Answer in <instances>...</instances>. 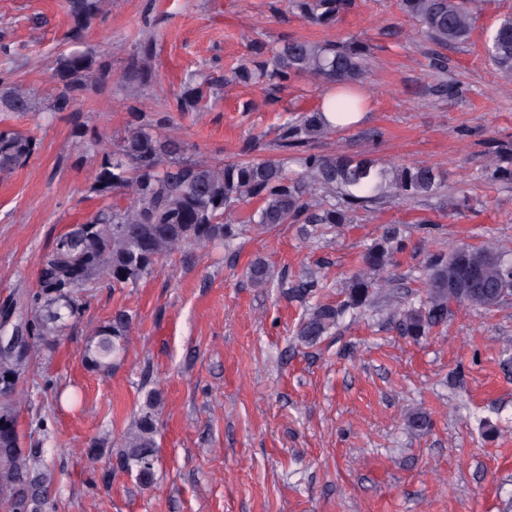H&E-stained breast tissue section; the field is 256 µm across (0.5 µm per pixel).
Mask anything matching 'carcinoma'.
<instances>
[{
  "mask_svg": "<svg viewBox=\"0 0 512 512\" xmlns=\"http://www.w3.org/2000/svg\"><path fill=\"white\" fill-rule=\"evenodd\" d=\"M110 0H66L74 21L71 37L101 14ZM481 0H400L404 14L415 23L412 36H423L441 46L465 41L474 28ZM312 24L328 27L351 6L350 0H286ZM485 53L496 68L512 74V16L502 18L489 35ZM254 57L233 68L229 81L244 84L271 82L278 87L307 78L322 85L356 86L365 73V52L355 42L306 39L286 41L271 57L262 47ZM152 50L148 43L132 54L125 79L141 84L151 77ZM107 63L94 49L62 53L56 59L58 93L43 105L25 85L0 81V107L11 112H66L88 91L106 79ZM216 82L190 74L176 98L180 114L202 111L206 92ZM157 104L142 103L132 112L123 137L103 154L92 189L107 199L113 194L126 205L106 204L82 224L57 237L38 260V291L30 302L12 308L0 318V328L27 336L26 353L0 349V501L6 512H49L54 473L41 459L40 449L24 446L14 407V396L33 355L51 347L67 322L80 316L83 297L93 288H127L147 277L158 261L185 253L192 246L224 244L235 239L229 216L254 199L259 207L247 217L257 230L277 224H344V210L330 203L311 210L310 197L341 194L350 202L366 201L384 192L394 201L408 202L431 194L438 186L436 168L428 165L389 167L369 153L319 155L303 153L301 172L288 174V158L222 162L205 154L184 157L182 143L171 136L177 127L172 116L161 117ZM337 126L320 111L289 119L279 126L280 147L301 150ZM78 149L93 148L100 134L85 125L75 128ZM38 142L10 128H0V173L24 165ZM505 152L488 154L490 178L512 181V168L503 166ZM402 243L393 227L386 229L363 258L364 268L347 286V300L339 307L319 305L301 324L300 334L313 340L336 325L346 310L364 306L376 277L392 264ZM478 278L480 288L469 289ZM254 286L270 285L269 266L251 265ZM512 296V264L495 252L461 245L431 257L425 294L419 306L398 312L403 335L423 336L448 319L452 306L490 310ZM133 318L124 311L101 326L89 340L83 358L95 371L108 373L115 359L132 341ZM159 401L147 396L139 413L120 437L114 453L116 466L135 475L143 486L154 481L157 461Z\"/></svg>",
  "mask_w": 512,
  "mask_h": 512,
  "instance_id": "obj_1",
  "label": "carcinoma"
}]
</instances>
